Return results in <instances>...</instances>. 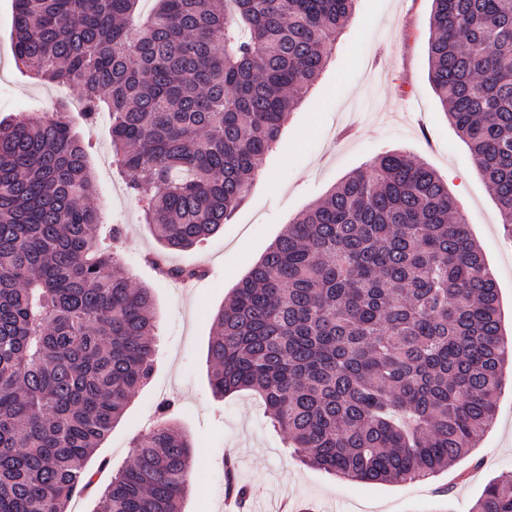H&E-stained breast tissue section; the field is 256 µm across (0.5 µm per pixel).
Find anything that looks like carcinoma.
Instances as JSON below:
<instances>
[{"label": "carcinoma", "instance_id": "cac0c4a2", "mask_svg": "<svg viewBox=\"0 0 512 512\" xmlns=\"http://www.w3.org/2000/svg\"><path fill=\"white\" fill-rule=\"evenodd\" d=\"M16 65L112 115V154L166 251L230 221L357 0H14ZM429 80L512 234V0H432ZM68 108L0 120V512H68L152 376L151 289L98 233ZM216 396L259 394L297 459L434 477L477 447L512 366L499 291L458 200L405 151L303 211L214 319ZM195 447L160 419L100 512H182ZM471 512H512V474Z\"/></svg>", "mask_w": 512, "mask_h": 512}]
</instances>
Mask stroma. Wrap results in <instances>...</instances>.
Returning <instances> with one entry per match:
<instances>
[{"mask_svg": "<svg viewBox=\"0 0 512 512\" xmlns=\"http://www.w3.org/2000/svg\"><path fill=\"white\" fill-rule=\"evenodd\" d=\"M432 0H358L321 78L284 124L264 174L230 223L170 264L206 268L191 290L173 287L149 258L161 246L128 194L112 155L108 117L90 133L94 205L104 225H124L123 265L151 288L158 351L150 382L88 459L98 484L69 512H98L101 488L149 433L157 405L173 401L172 420L195 442L198 478L183 512H224L227 451L238 457L239 484L259 488L268 512H471L484 486L512 471V376L496 399V419L477 448L424 481L361 482L296 461L285 434L268 423L261 398L242 391L220 398L209 385L212 320L225 299L294 219L342 178L378 155L403 150L435 169L467 215L469 231L494 273L503 327L512 330V238L468 147L449 123L429 80ZM12 0H0V118L54 111L67 101L75 126L82 106L72 88L33 82L15 67Z\"/></svg>", "mask_w": 512, "mask_h": 512, "instance_id": "stroma-1", "label": "stroma"}]
</instances>
